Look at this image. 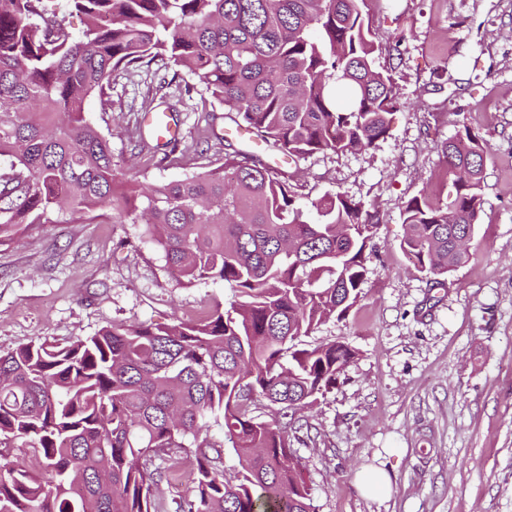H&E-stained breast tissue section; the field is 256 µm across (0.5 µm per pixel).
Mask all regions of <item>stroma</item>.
<instances>
[{"label":"stroma","mask_w":512,"mask_h":512,"mask_svg":"<svg viewBox=\"0 0 512 512\" xmlns=\"http://www.w3.org/2000/svg\"><path fill=\"white\" fill-rule=\"evenodd\" d=\"M362 11L400 94L388 136L364 152L278 159L239 135L196 76L160 63L118 75L84 112L119 181L166 183L243 152L287 171L303 210L338 192L378 210L359 301L299 342L356 352L290 435L315 512H512V0H366ZM161 103L181 130L166 157L135 146ZM465 125L485 142L484 205L470 259L439 285L401 250L403 221L413 198L451 202L441 145ZM231 295L186 283L144 225L35 224L0 246V354L113 323L195 320ZM195 453L182 449L187 467L153 484L162 512L192 495ZM371 466L390 477L379 498L356 485Z\"/></svg>","instance_id":"stroma-1"}]
</instances>
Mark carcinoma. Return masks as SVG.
<instances>
[{"instance_id":"carcinoma-1","label":"carcinoma","mask_w":512,"mask_h":512,"mask_svg":"<svg viewBox=\"0 0 512 512\" xmlns=\"http://www.w3.org/2000/svg\"><path fill=\"white\" fill-rule=\"evenodd\" d=\"M40 0H0V245L33 224L146 225L184 281L233 296L198 320L111 324L68 345L0 355V512H159L157 457L198 448L181 512H314L291 417L354 358L295 342L361 296L379 214L338 192L296 205L288 177L241 157L117 194L109 140L84 113L112 78L167 60L199 77L237 127L288 157L357 153L389 134L399 93L375 66L365 0H67L82 38ZM456 196L410 201L401 249L436 280L463 263L482 211L484 147L442 146ZM274 414L255 415L261 402ZM223 419V439L209 420ZM238 465L221 470L223 442Z\"/></svg>"}]
</instances>
